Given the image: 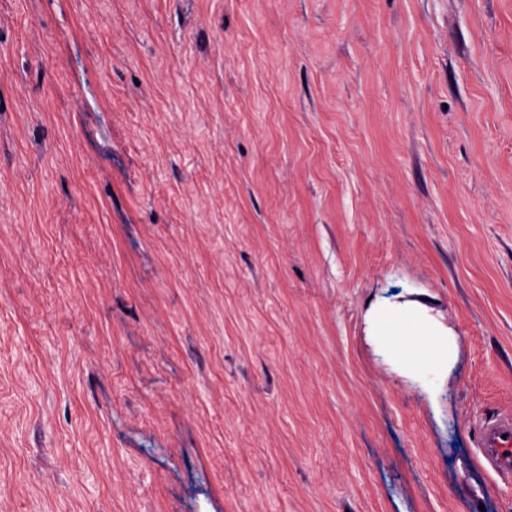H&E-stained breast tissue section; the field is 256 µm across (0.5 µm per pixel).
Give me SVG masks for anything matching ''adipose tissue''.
<instances>
[{
  "mask_svg": "<svg viewBox=\"0 0 512 512\" xmlns=\"http://www.w3.org/2000/svg\"><path fill=\"white\" fill-rule=\"evenodd\" d=\"M427 307L414 300L393 307L372 304L366 315L367 333L379 348H388L394 335L405 336L407 346L399 353V365L429 371L447 367L456 354L454 333L441 324L426 319Z\"/></svg>",
  "mask_w": 512,
  "mask_h": 512,
  "instance_id": "obj_1",
  "label": "adipose tissue"
}]
</instances>
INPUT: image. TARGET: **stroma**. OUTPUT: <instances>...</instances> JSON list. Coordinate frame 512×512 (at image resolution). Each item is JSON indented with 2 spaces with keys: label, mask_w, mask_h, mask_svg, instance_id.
<instances>
[{
  "label": "stroma",
  "mask_w": 512,
  "mask_h": 512,
  "mask_svg": "<svg viewBox=\"0 0 512 512\" xmlns=\"http://www.w3.org/2000/svg\"><path fill=\"white\" fill-rule=\"evenodd\" d=\"M501 414L512 0H0V512H512ZM427 310L428 307L418 300L400 303L395 307L378 302L370 306L366 323L368 336L381 349L391 345L392 336H406L408 346L398 351L399 365L418 368L424 360L431 375L451 364L456 354L457 341L451 330L422 316ZM422 349L426 351V359L420 356ZM478 448L493 471L512 476V415L484 419L479 425Z\"/></svg>",
  "instance_id": "1"
}]
</instances>
